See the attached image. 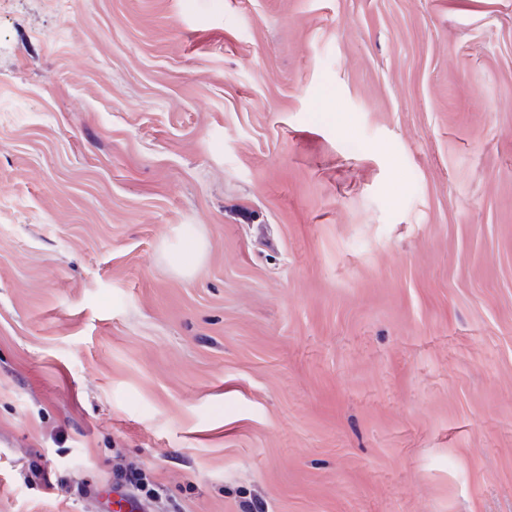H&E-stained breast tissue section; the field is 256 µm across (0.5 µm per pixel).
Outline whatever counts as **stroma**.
<instances>
[{
    "label": "stroma",
    "mask_w": 512,
    "mask_h": 512,
    "mask_svg": "<svg viewBox=\"0 0 512 512\" xmlns=\"http://www.w3.org/2000/svg\"><path fill=\"white\" fill-rule=\"evenodd\" d=\"M119 464L512 512V0H0V512Z\"/></svg>",
    "instance_id": "obj_1"
}]
</instances>
